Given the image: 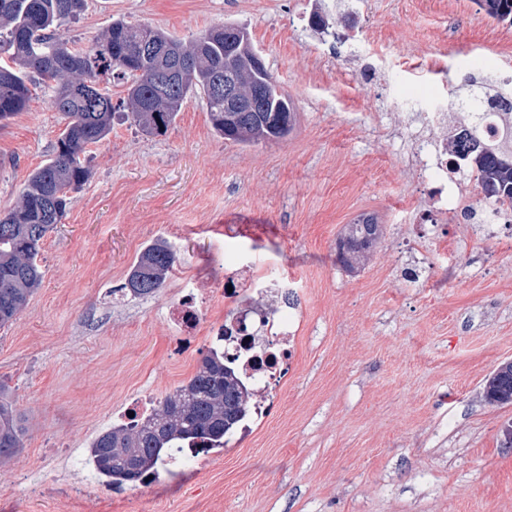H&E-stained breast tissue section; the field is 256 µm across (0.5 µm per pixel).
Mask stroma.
Here are the masks:
<instances>
[{
	"label": "stroma",
	"instance_id": "stroma-1",
	"mask_svg": "<svg viewBox=\"0 0 512 512\" xmlns=\"http://www.w3.org/2000/svg\"><path fill=\"white\" fill-rule=\"evenodd\" d=\"M116 18L185 41L245 27L295 124L239 145L192 95L165 134L120 113L90 146L91 176L41 246L42 285L0 328V384L26 427L0 465V512H512V404L483 398L512 361V228L461 218L447 240L424 235L430 182L398 151L418 126L394 104L512 76V25L474 0H88L62 32L83 47ZM50 97L38 85L0 126L1 211L64 127ZM363 216L382 234L349 272L338 242ZM157 240L173 273L152 296L121 295ZM243 244L296 281L306 316L268 427L248 447L184 452L148 488L102 483L89 443L132 398L195 373ZM191 279L213 289L212 311L177 336L166 313Z\"/></svg>",
	"mask_w": 512,
	"mask_h": 512
}]
</instances>
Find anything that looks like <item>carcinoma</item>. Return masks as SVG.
<instances>
[{
	"label": "carcinoma",
	"mask_w": 512,
	"mask_h": 512,
	"mask_svg": "<svg viewBox=\"0 0 512 512\" xmlns=\"http://www.w3.org/2000/svg\"><path fill=\"white\" fill-rule=\"evenodd\" d=\"M488 17L512 25V0H475ZM87 0H0V123L24 111L32 96L33 78L51 88V107L65 126L47 162L32 170L16 204L0 212V328L17 320L42 284L37 263L46 235L61 223L72 193L89 179L85 149L109 136L116 112L123 111L144 132L160 135L175 122L190 95L203 96L213 129L237 144L259 143L271 135L272 110L284 109L294 122L293 103L271 82L259 107L266 112H236L224 120V101L215 97V80L232 65L224 55V33L209 29L184 42L166 31L114 19L91 44L78 49L60 28L79 19ZM125 89L112 102L102 82ZM499 100V109L512 121V88L486 85ZM449 155L469 169L485 203L512 206V126L499 142L484 140L480 122L454 130ZM381 237L372 218L347 226L338 244L339 262L355 269ZM177 262L165 242L148 245L134 262L123 289L145 297L162 287ZM248 392L224 353L208 349L196 372L166 395L149 415L101 432L87 449L99 477L111 485L145 482L158 466L184 444L222 447L236 433ZM484 399L490 404L512 403V362L502 363L489 377ZM20 417L0 387V463L23 447Z\"/></svg>",
	"instance_id": "obj_1"
}]
</instances>
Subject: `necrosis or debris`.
Returning <instances> with one entry per match:
<instances>
[{
  "label": "necrosis or debris",
  "instance_id": "necrosis-or-debris-1",
  "mask_svg": "<svg viewBox=\"0 0 512 512\" xmlns=\"http://www.w3.org/2000/svg\"><path fill=\"white\" fill-rule=\"evenodd\" d=\"M402 109L423 112L430 128L428 135L414 138L412 154L420 167L431 175L437 192L430 198L427 219L435 237L448 236V225L459 212L468 210L476 224L512 222V209H477L467 190L470 177L451 165L448 142L439 129L448 124L444 104L432 97L403 101ZM231 285V309L212 328L209 346H224L234 356V367L251 392V399L239 428L241 438L253 436L270 416L280 384L297 364V345L304 319L287 307L276 306V299L291 292V283L275 278L258 266L235 261L224 275ZM208 291L197 282L184 285L183 296L167 313V320L178 335L192 336L202 319Z\"/></svg>",
  "mask_w": 512,
  "mask_h": 512
}]
</instances>
